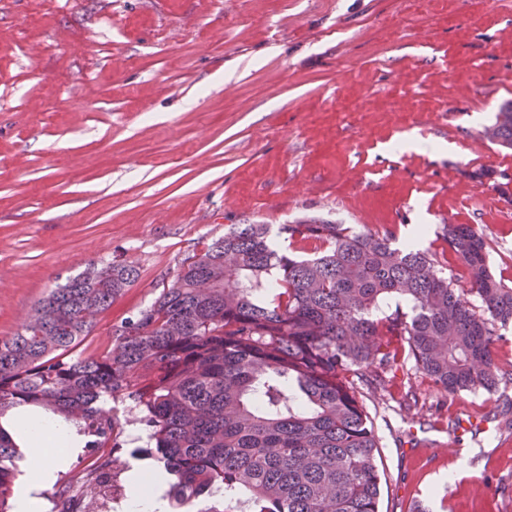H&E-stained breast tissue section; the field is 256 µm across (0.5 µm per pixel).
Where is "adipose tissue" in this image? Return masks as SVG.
<instances>
[{
	"instance_id": "obj_1",
	"label": "adipose tissue",
	"mask_w": 512,
	"mask_h": 512,
	"mask_svg": "<svg viewBox=\"0 0 512 512\" xmlns=\"http://www.w3.org/2000/svg\"><path fill=\"white\" fill-rule=\"evenodd\" d=\"M0 427L11 434L24 454L13 512H40L43 490L53 484L70 456L81 450L85 438L72 422L37 408L8 411L0 416ZM166 481V472L154 460L136 459L129 471L131 512H167L161 493Z\"/></svg>"
}]
</instances>
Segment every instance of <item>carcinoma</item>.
<instances>
[{"mask_svg": "<svg viewBox=\"0 0 512 512\" xmlns=\"http://www.w3.org/2000/svg\"><path fill=\"white\" fill-rule=\"evenodd\" d=\"M486 135L512 149L511 100ZM443 234L465 288L388 229L308 216L280 225L282 251L270 225L231 224L103 352L82 357L75 349L138 276L125 260L91 263L0 338V416L35 406L110 440L123 424L103 405L130 401L147 453L178 477L176 510L219 496L224 509L211 512H379L380 436L364 391L379 395L397 370L447 398L512 384L498 358L512 286L491 273L489 242L470 225ZM17 459L0 428V512Z\"/></svg>", "mask_w": 512, "mask_h": 512, "instance_id": "1", "label": "carcinoma"}]
</instances>
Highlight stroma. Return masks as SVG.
<instances>
[{"label": "stroma", "mask_w": 512, "mask_h": 512, "mask_svg": "<svg viewBox=\"0 0 512 512\" xmlns=\"http://www.w3.org/2000/svg\"><path fill=\"white\" fill-rule=\"evenodd\" d=\"M508 99L512 0H0V337L117 257L98 353L227 225L312 215L424 229L460 281L441 228L471 225L512 286V149L466 148ZM385 397L380 512H512V388Z\"/></svg>", "instance_id": "stroma-1"}]
</instances>
